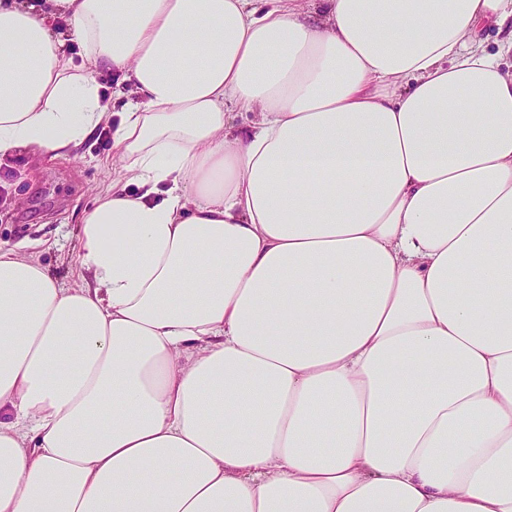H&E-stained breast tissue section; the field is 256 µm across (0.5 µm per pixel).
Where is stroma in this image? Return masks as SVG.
<instances>
[{"instance_id":"stroma-1","label":"stroma","mask_w":512,"mask_h":512,"mask_svg":"<svg viewBox=\"0 0 512 512\" xmlns=\"http://www.w3.org/2000/svg\"><path fill=\"white\" fill-rule=\"evenodd\" d=\"M111 177L112 147L102 135L36 167L24 156L1 161L0 244L38 255L61 281H78V226Z\"/></svg>"}]
</instances>
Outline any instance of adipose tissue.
I'll use <instances>...</instances> for the list:
<instances>
[{
    "mask_svg": "<svg viewBox=\"0 0 512 512\" xmlns=\"http://www.w3.org/2000/svg\"><path fill=\"white\" fill-rule=\"evenodd\" d=\"M487 18L512 0H0V160L112 131L86 281L0 245V512H512Z\"/></svg>",
    "mask_w": 512,
    "mask_h": 512,
    "instance_id": "obj_1",
    "label": "adipose tissue"
}]
</instances>
